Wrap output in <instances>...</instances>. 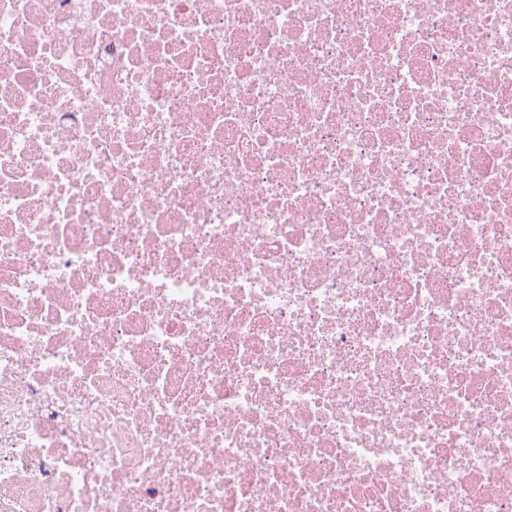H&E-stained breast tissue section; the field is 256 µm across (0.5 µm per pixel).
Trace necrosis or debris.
Returning a JSON list of instances; mask_svg holds the SVG:
<instances>
[{"instance_id": "1", "label": "necrosis or debris", "mask_w": 512, "mask_h": 512, "mask_svg": "<svg viewBox=\"0 0 512 512\" xmlns=\"http://www.w3.org/2000/svg\"><path fill=\"white\" fill-rule=\"evenodd\" d=\"M0 512H512V0H0Z\"/></svg>"}]
</instances>
